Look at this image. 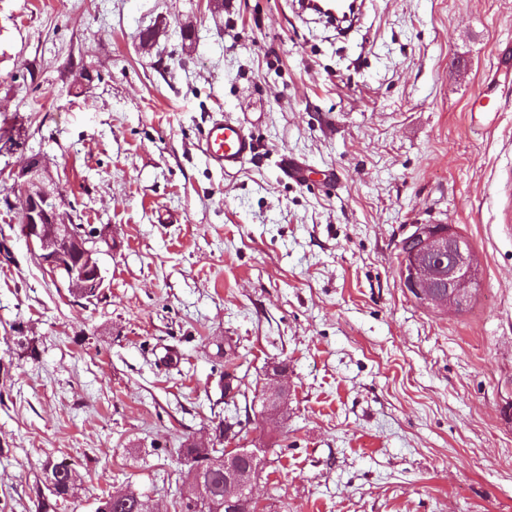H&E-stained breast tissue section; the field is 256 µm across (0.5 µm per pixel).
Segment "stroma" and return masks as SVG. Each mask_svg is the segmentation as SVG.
I'll return each instance as SVG.
<instances>
[{"label": "stroma", "mask_w": 512, "mask_h": 512, "mask_svg": "<svg viewBox=\"0 0 512 512\" xmlns=\"http://www.w3.org/2000/svg\"><path fill=\"white\" fill-rule=\"evenodd\" d=\"M215 112L257 142L232 174L200 146ZM4 121L29 134L0 156V512H36L49 458L80 476L56 512L130 489L176 512L182 441L230 417L262 512H512V0H367L345 32L291 0H0ZM34 155L100 240L102 300L20 233ZM419 224L475 249L467 310L403 288ZM280 363L276 422L253 396Z\"/></svg>", "instance_id": "35a3bbf8"}]
</instances>
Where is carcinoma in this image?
<instances>
[{
	"label": "carcinoma",
	"mask_w": 512,
	"mask_h": 512,
	"mask_svg": "<svg viewBox=\"0 0 512 512\" xmlns=\"http://www.w3.org/2000/svg\"><path fill=\"white\" fill-rule=\"evenodd\" d=\"M219 443L217 448H199L191 442L183 444L179 454L188 466L186 480L188 485L202 486L205 499L201 501L196 511L184 501V496L175 500L179 512H258L257 502L243 498L239 502L224 504V482L230 471L241 475L259 472L262 460L237 449L236 453L225 456L224 433L231 432L236 436L243 433L244 427L239 421L226 420L217 425ZM45 490H37V512H54V504L50 497L65 499L75 495L77 490L76 471L66 461H50L44 470ZM96 512H153L148 496L136 491H129L122 499L114 500L111 496H98L95 498Z\"/></svg>",
	"instance_id": "cac0c4a2"
}]
</instances>
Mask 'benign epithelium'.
Listing matches in <instances>:
<instances>
[{
    "label": "benign epithelium",
    "mask_w": 512,
    "mask_h": 512,
    "mask_svg": "<svg viewBox=\"0 0 512 512\" xmlns=\"http://www.w3.org/2000/svg\"><path fill=\"white\" fill-rule=\"evenodd\" d=\"M21 188L22 235L35 258L56 281H61L78 300L92 302L106 294V276L98 258L99 250L76 223L69 203L49 177L42 160L30 157L17 172ZM427 245L423 256H401L399 277L408 293H421L423 288L448 289L423 304L427 309L450 306L457 311L467 307L476 296L479 268L477 255L466 237L453 224H443L428 235L420 234ZM260 477L232 476L227 479L225 497L249 490L257 499Z\"/></svg>",
    "instance_id": "benign-epithelium-1"
}]
</instances>
